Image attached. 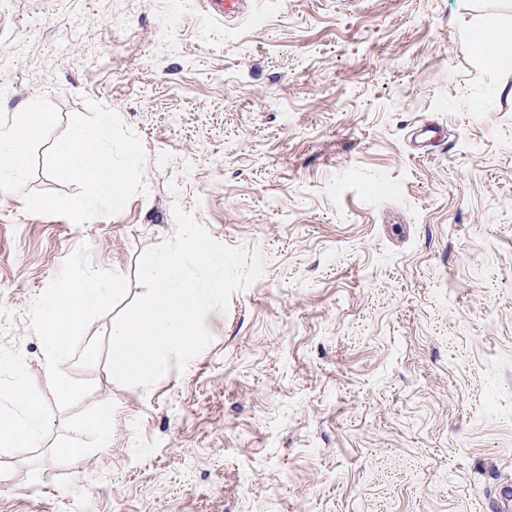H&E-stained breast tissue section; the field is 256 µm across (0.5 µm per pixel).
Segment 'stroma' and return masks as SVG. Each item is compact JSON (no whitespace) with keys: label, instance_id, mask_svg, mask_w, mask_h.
<instances>
[{"label":"stroma","instance_id":"1","mask_svg":"<svg viewBox=\"0 0 512 512\" xmlns=\"http://www.w3.org/2000/svg\"><path fill=\"white\" fill-rule=\"evenodd\" d=\"M0 0V109L115 110L144 192L78 225L0 196V387L45 426L0 446V512H506L512 496V60L473 24L512 0ZM439 125L438 144L412 135ZM181 207L262 276L149 388L107 369L112 322ZM114 274L59 371L37 302ZM112 407L96 447L86 421ZM81 439L87 452L61 455ZM474 56L484 65L492 67L500 60L512 58V28L494 22L473 26L467 35Z\"/></svg>","mask_w":512,"mask_h":512}]
</instances>
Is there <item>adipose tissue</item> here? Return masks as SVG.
<instances>
[{"label": "adipose tissue", "instance_id": "1", "mask_svg": "<svg viewBox=\"0 0 512 512\" xmlns=\"http://www.w3.org/2000/svg\"><path fill=\"white\" fill-rule=\"evenodd\" d=\"M467 42L474 56L486 66L512 58L511 27L494 22L477 24L469 30ZM108 280V273L89 269L60 287L49 289L40 301L43 372L46 379L57 382L62 398H71L74 390L61 381L58 365L69 355L73 340L84 333L89 313L109 304ZM42 428L41 405L23 384L0 389V441L11 447L19 443L29 447L37 443Z\"/></svg>", "mask_w": 512, "mask_h": 512}]
</instances>
